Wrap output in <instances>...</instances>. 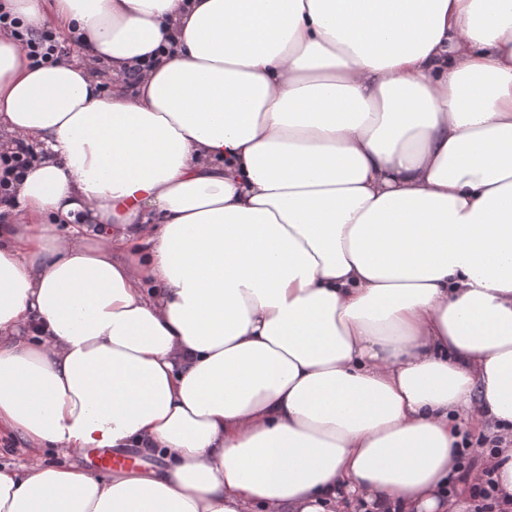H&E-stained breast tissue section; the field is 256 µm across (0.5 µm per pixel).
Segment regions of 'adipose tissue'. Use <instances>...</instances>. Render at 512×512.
<instances>
[{"mask_svg":"<svg viewBox=\"0 0 512 512\" xmlns=\"http://www.w3.org/2000/svg\"><path fill=\"white\" fill-rule=\"evenodd\" d=\"M0 1L77 51L0 32V512H463L459 426L512 439V0ZM10 29L11 35L37 62L56 61L63 52L56 35L51 30L34 32L20 26V20L6 11L0 12V29ZM27 459V449L19 437L0 438V467L17 468Z\"/></svg>","mask_w":512,"mask_h":512,"instance_id":"obj_1","label":"adipose tissue"}]
</instances>
